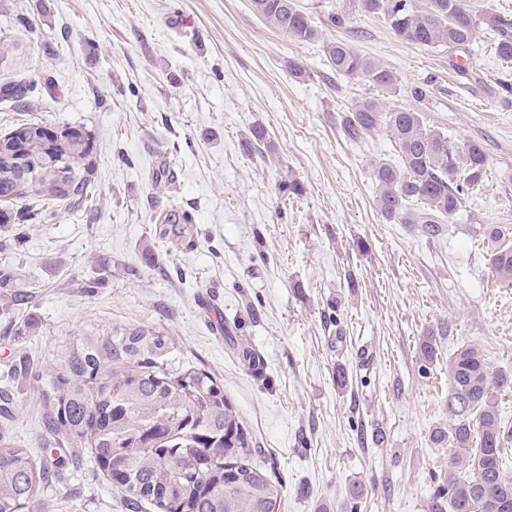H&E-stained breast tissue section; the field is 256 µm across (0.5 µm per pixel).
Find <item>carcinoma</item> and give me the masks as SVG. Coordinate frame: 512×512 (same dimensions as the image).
<instances>
[{
  "mask_svg": "<svg viewBox=\"0 0 512 512\" xmlns=\"http://www.w3.org/2000/svg\"><path fill=\"white\" fill-rule=\"evenodd\" d=\"M265 24L299 42L320 40L321 31L294 0H251ZM367 13H382L402 41L426 48L464 51L483 27L494 39V54L512 63V15L484 12L467 0H357ZM328 63L339 75L366 81L378 90L396 82L383 64L337 40L324 45ZM32 85L5 84L0 97L22 102ZM385 127L399 144L402 165L379 162L373 169L376 204L387 219L419 224L439 233L441 224L462 205V196L479 191L488 179L486 158L477 145L462 149L443 133L424 126L415 109L383 111L375 99L356 101L344 118L355 141ZM17 136H0V200L41 197L52 201L86 195L92 135L80 128L45 122L24 123ZM28 160L25 179L13 175L10 156ZM47 209L11 213L0 210V233L11 221L39 223ZM493 275L512 284V248L491 255ZM166 337L141 327H123L84 336L66 347L53 372L39 377L47 407L45 427L56 443L79 459L91 457L130 505L154 512H281L284 490L249 461L251 440L240 416L224 395V385L204 369H170L163 362ZM454 416L448 431L433 434L448 441V512H512V482L504 478V429L494 391L512 388V373L492 372L481 350L466 346L448 360ZM47 463L28 449L0 437V512H32Z\"/></svg>",
  "mask_w": 512,
  "mask_h": 512,
  "instance_id": "carcinoma-1",
  "label": "carcinoma"
}]
</instances>
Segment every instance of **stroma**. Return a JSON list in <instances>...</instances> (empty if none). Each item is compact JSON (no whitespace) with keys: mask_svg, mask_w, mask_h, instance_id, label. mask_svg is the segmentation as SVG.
Here are the masks:
<instances>
[{"mask_svg":"<svg viewBox=\"0 0 512 512\" xmlns=\"http://www.w3.org/2000/svg\"><path fill=\"white\" fill-rule=\"evenodd\" d=\"M295 3L322 41L272 30L251 0H0V86L35 87L27 105L0 100V135L42 120L94 139L88 196L0 244V431L33 459L65 456L38 375L69 342L138 326L166 337L168 365L220 379L282 512H448V446L432 439L452 422L448 360L475 345L512 372V285L494 281L485 232L512 244L503 65L482 30L467 51L427 49L354 0ZM336 39L392 70L393 89L336 74ZM369 97L484 151L485 187L438 235L378 209L373 165L400 149L386 128L358 142L342 128ZM291 179L302 195L283 193ZM38 510L128 512L88 455L52 469Z\"/></svg>","mask_w":512,"mask_h":512,"instance_id":"obj_1","label":"stroma"}]
</instances>
